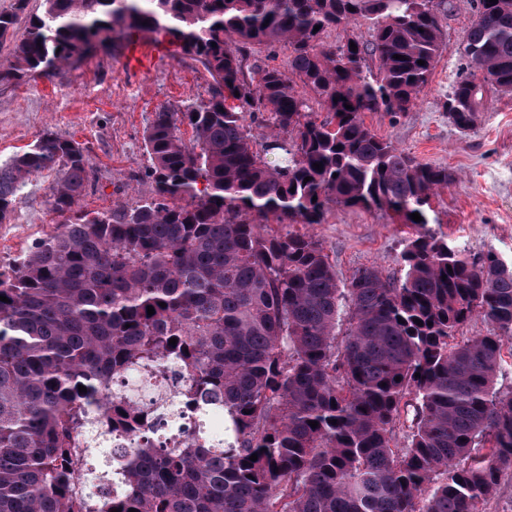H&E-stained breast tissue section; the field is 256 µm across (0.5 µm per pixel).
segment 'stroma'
I'll use <instances>...</instances> for the list:
<instances>
[{"mask_svg":"<svg viewBox=\"0 0 512 512\" xmlns=\"http://www.w3.org/2000/svg\"><path fill=\"white\" fill-rule=\"evenodd\" d=\"M475 7L474 0H451L442 18V52L415 106L397 116L368 112L364 121L418 161L454 172V181L432 200L437 236L474 254L494 251L512 264V93L486 87L485 108L465 134L449 122L445 107L466 67L462 48ZM206 90V79L191 60L168 52L150 70L135 73L122 48L93 57L76 71L0 88V162L51 130L88 146L99 188L80 200L79 210L133 203L151 191L138 175L147 163L143 135L153 113L178 111L185 101L205 97ZM50 183L46 176L32 179L9 220L0 224V271L54 230L58 219L47 205ZM313 233L345 284L363 266L401 276V251L415 229L379 210L336 205Z\"/></svg>","mask_w":512,"mask_h":512,"instance_id":"1","label":"stroma"}]
</instances>
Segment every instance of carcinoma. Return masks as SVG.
<instances>
[{"mask_svg":"<svg viewBox=\"0 0 512 512\" xmlns=\"http://www.w3.org/2000/svg\"><path fill=\"white\" fill-rule=\"evenodd\" d=\"M25 5L0 12V45ZM441 6L43 0L28 17L0 87L78 69L141 34L196 62L208 88L154 113L141 173L151 194L131 206L78 212L96 189L87 148L49 130L0 163V223L43 174L61 223L0 273V512H480L512 475V391L496 389L503 351L512 357V265L426 230L453 172L363 119L415 105L441 53ZM349 24L370 40L325 43ZM282 43L288 69L259 58ZM463 53L483 80L461 74L446 106L467 131L485 86L512 92V0H476ZM258 129L269 130L261 153ZM332 205L418 228L402 278L366 266L341 286L315 236L283 231L323 223ZM476 316L495 332L464 335ZM169 369L193 420L185 448L164 446L125 386ZM401 418L403 448L391 435ZM82 430L112 439L85 449L105 466L80 463Z\"/></svg>","mask_w":512,"mask_h":512,"instance_id":"1","label":"carcinoma"}]
</instances>
